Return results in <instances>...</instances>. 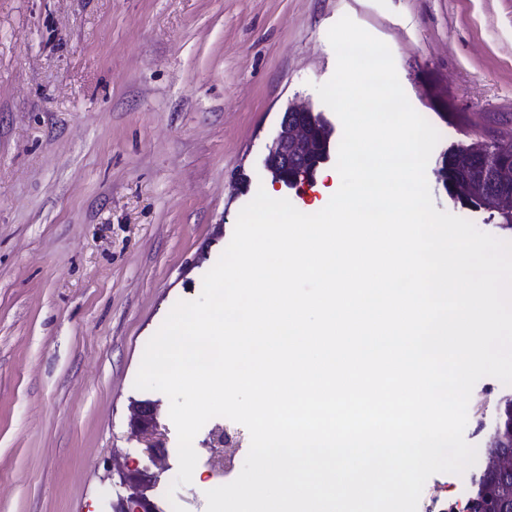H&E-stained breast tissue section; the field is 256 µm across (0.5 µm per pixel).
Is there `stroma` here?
<instances>
[{"instance_id":"35a3bbf8","label":"stroma","mask_w":512,"mask_h":512,"mask_svg":"<svg viewBox=\"0 0 512 512\" xmlns=\"http://www.w3.org/2000/svg\"><path fill=\"white\" fill-rule=\"evenodd\" d=\"M349 16L384 41L412 107L441 135L426 168L437 210L512 241L488 210L438 183L444 153L512 139V0H0V512H115L139 485L206 512L225 485L207 441L200 481L172 488L178 439L169 399L134 381L173 305L200 297L257 190L318 212L340 176L273 184L268 147L293 104L325 111L316 87ZM512 385L481 378L466 441L484 450ZM156 405L164 468L133 433ZM465 475L422 491L465 512Z\"/></svg>"}]
</instances>
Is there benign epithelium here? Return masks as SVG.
<instances>
[{
    "label": "benign epithelium",
    "instance_id": "7a95c632",
    "mask_svg": "<svg viewBox=\"0 0 512 512\" xmlns=\"http://www.w3.org/2000/svg\"><path fill=\"white\" fill-rule=\"evenodd\" d=\"M333 134V126L311 108L288 107L283 113L280 130L268 148L267 170L273 183L288 186L311 179L324 159L320 148L330 143ZM491 177L493 189L489 200L492 208L497 212L512 211V193L499 189V185L512 182V166L499 164L492 167ZM157 428L154 405H140L137 434L148 438L155 434ZM505 490L512 497V486L508 488L504 485H483L478 494L468 502L467 512H487V504ZM119 512H158V509L136 485L132 487V493Z\"/></svg>",
    "mask_w": 512,
    "mask_h": 512
}]
</instances>
